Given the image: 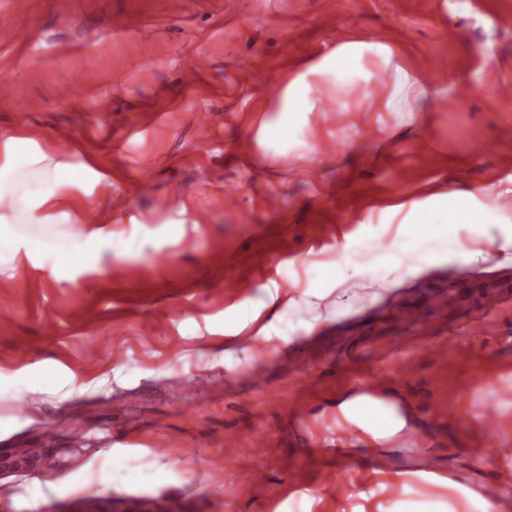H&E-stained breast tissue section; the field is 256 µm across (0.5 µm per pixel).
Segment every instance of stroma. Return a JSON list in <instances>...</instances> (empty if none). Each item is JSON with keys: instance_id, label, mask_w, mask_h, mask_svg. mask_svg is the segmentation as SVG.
Returning a JSON list of instances; mask_svg holds the SVG:
<instances>
[{"instance_id": "obj_1", "label": "stroma", "mask_w": 512, "mask_h": 512, "mask_svg": "<svg viewBox=\"0 0 512 512\" xmlns=\"http://www.w3.org/2000/svg\"><path fill=\"white\" fill-rule=\"evenodd\" d=\"M27 2L0 0V172L42 190L0 201V456L61 464L1 475L0 512H445L448 479L512 492V469L448 445L466 388L486 386L476 416L512 399V0ZM358 36L403 48L430 113L320 96L319 157L305 133L251 150L254 106ZM453 190L493 228L419 237L405 193ZM364 380L414 407L427 447L337 432Z\"/></svg>"}]
</instances>
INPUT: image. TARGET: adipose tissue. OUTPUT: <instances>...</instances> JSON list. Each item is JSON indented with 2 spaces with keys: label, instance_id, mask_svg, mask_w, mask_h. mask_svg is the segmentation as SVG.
I'll return each mask as SVG.
<instances>
[{
  "label": "adipose tissue",
  "instance_id": "1",
  "mask_svg": "<svg viewBox=\"0 0 512 512\" xmlns=\"http://www.w3.org/2000/svg\"><path fill=\"white\" fill-rule=\"evenodd\" d=\"M401 57L399 45L389 41L363 38L337 43L304 70L289 74L278 95V116L261 123L256 135L258 145L306 125L309 112L315 109L308 96L314 86L324 94L344 96L354 86L374 84L385 73L389 76L387 93L376 102L377 111H425L431 88L418 73L403 65ZM455 199V194L446 193L438 196L432 208H424L419 199L407 200L405 207L419 224H458L469 219L470 211L457 206ZM336 412L345 425L359 431L361 442L369 447L382 444L414 420L411 411L400 409L388 393L372 401L359 394L349 395L337 404Z\"/></svg>",
  "mask_w": 512,
  "mask_h": 512
}]
</instances>
